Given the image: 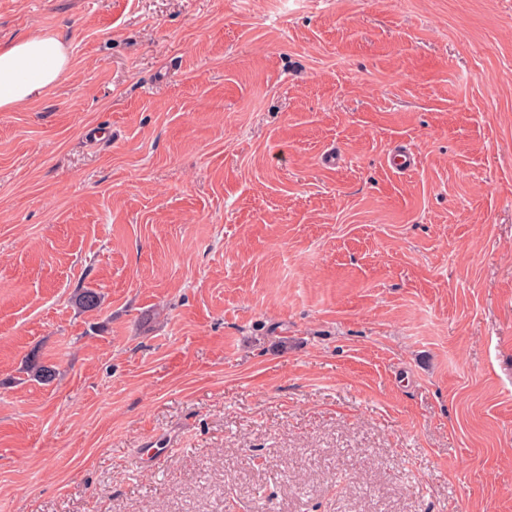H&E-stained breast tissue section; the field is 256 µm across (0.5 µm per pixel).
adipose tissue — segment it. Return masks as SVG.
I'll list each match as a JSON object with an SVG mask.
<instances>
[{
	"mask_svg": "<svg viewBox=\"0 0 512 512\" xmlns=\"http://www.w3.org/2000/svg\"><path fill=\"white\" fill-rule=\"evenodd\" d=\"M70 59L57 37H23L0 44V110H10L55 85Z\"/></svg>",
	"mask_w": 512,
	"mask_h": 512,
	"instance_id": "adipose-tissue-1",
	"label": "adipose tissue"
}]
</instances>
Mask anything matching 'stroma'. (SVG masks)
Here are the masks:
<instances>
[{"label": "stroma", "instance_id": "stroma-1", "mask_svg": "<svg viewBox=\"0 0 512 512\" xmlns=\"http://www.w3.org/2000/svg\"><path fill=\"white\" fill-rule=\"evenodd\" d=\"M47 33L0 512H512V0H0Z\"/></svg>", "mask_w": 512, "mask_h": 512}]
</instances>
